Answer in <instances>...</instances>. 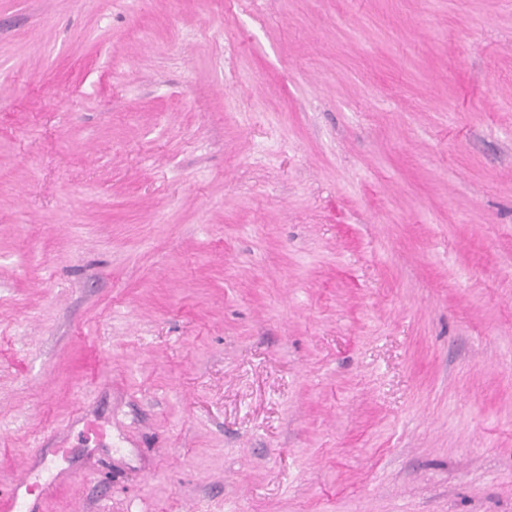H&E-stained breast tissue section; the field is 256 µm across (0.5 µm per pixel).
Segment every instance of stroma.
I'll use <instances>...</instances> for the list:
<instances>
[{"label":"stroma","instance_id":"stroma-1","mask_svg":"<svg viewBox=\"0 0 512 512\" xmlns=\"http://www.w3.org/2000/svg\"><path fill=\"white\" fill-rule=\"evenodd\" d=\"M512 512V0H0V500ZM51 494L52 488L50 485L31 481L29 476L25 475L19 479L18 483L12 489L10 497L6 500L5 507L11 511L17 512L21 499L29 496L33 497L32 504L39 506V503Z\"/></svg>","mask_w":512,"mask_h":512}]
</instances>
